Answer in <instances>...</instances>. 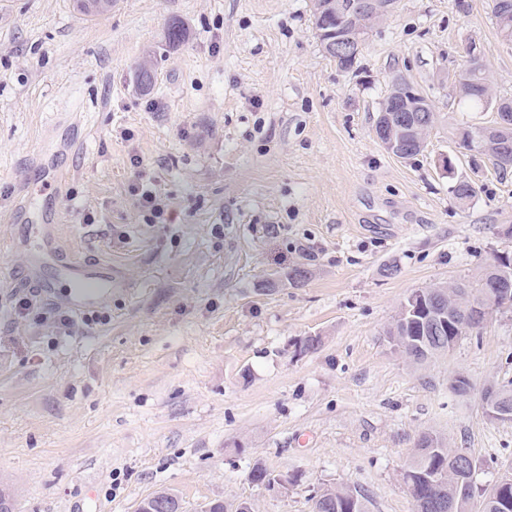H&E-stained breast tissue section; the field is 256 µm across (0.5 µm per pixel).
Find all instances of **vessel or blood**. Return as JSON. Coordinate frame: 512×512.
<instances>
[{"label": "vessel or blood", "instance_id": "vessel-or-blood-1", "mask_svg": "<svg viewBox=\"0 0 512 512\" xmlns=\"http://www.w3.org/2000/svg\"><path fill=\"white\" fill-rule=\"evenodd\" d=\"M67 220L66 212H58L55 223L44 225L39 251L28 254L24 270L26 280L46 294H53L54 281L41 275L45 263H53L68 283L66 306L77 314L103 307L112 295V267L105 263L89 264L79 255L64 248L57 227Z\"/></svg>", "mask_w": 512, "mask_h": 512}]
</instances>
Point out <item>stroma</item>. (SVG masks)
<instances>
[{
  "label": "stroma",
  "instance_id": "1",
  "mask_svg": "<svg viewBox=\"0 0 512 512\" xmlns=\"http://www.w3.org/2000/svg\"><path fill=\"white\" fill-rule=\"evenodd\" d=\"M466 2L399 0L344 72L311 0H117L98 16L0 0V485L15 512H135L161 488L182 512H313L340 485L370 512H413L399 473L422 433L481 461L483 485L491 462L512 461V423L479 400L512 381V313L421 366L385 336L410 292L476 281L512 252V170L460 145L495 114L454 88L473 44L512 97V45L490 0ZM174 18L189 36L172 50ZM149 50L144 94L134 71ZM401 75L436 112L410 160L374 133ZM57 171L56 201L44 189ZM460 179L476 189L465 202ZM138 181L174 222H144ZM27 196L34 224L62 204V246L120 283L67 333L60 303L14 309L31 291L18 276L30 239L9 213ZM300 265L311 275L296 286ZM310 335L320 348L297 354ZM257 463L287 489L254 485Z\"/></svg>",
  "mask_w": 512,
  "mask_h": 512
}]
</instances>
